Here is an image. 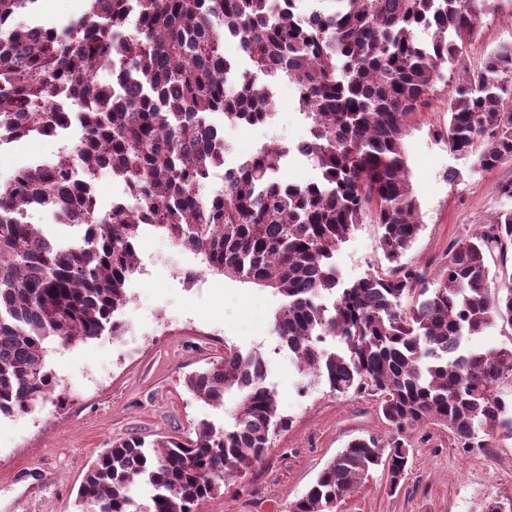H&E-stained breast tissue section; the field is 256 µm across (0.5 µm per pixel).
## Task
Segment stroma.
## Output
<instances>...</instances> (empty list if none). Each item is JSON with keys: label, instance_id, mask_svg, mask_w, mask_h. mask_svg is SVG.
<instances>
[{"label": "stroma", "instance_id": "obj_1", "mask_svg": "<svg viewBox=\"0 0 512 512\" xmlns=\"http://www.w3.org/2000/svg\"><path fill=\"white\" fill-rule=\"evenodd\" d=\"M512 41V0L482 18L478 35L466 45L465 65ZM270 122L225 125L227 164L260 147L287 146L308 139L288 81L274 89ZM448 125V95L437 94L431 109L418 114L405 148L422 230L406 262L439 269L454 241L479 232L512 199L499 195L512 181V162L477 169L473 157L452 152L441 132ZM74 136H31L0 147V177L74 145ZM462 175L448 180L449 172ZM379 225H358L336 253L344 282L387 268L378 247ZM142 275L127 286L129 301L118 313V334L86 342L47 344V367L60 383L62 401H46L27 414L0 416V512H78L76 491L91 463L112 443L136 435L145 441L181 436L207 419L231 420L234 398L220 408L196 401L184 388L186 374L224 355L225 344L256 351L266 362V382L277 393L289 420L274 436L264 458L245 476L227 479L203 512H288L323 466L349 441L390 430L374 397L331 393L318 378L298 371L274 331L279 304L271 291L206 273L194 280L174 277L192 266L193 253L161 234L145 230L136 243ZM410 467L403 485L390 490L382 470L371 472L360 489L335 512H478L488 500L512 499V439L491 437L486 448L457 447L448 429L427 425L411 435Z\"/></svg>", "mask_w": 512, "mask_h": 512}]
</instances>
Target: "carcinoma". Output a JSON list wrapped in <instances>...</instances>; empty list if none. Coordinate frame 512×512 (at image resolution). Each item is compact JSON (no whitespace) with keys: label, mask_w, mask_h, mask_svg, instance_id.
<instances>
[{"label":"carcinoma","mask_w":512,"mask_h":512,"mask_svg":"<svg viewBox=\"0 0 512 512\" xmlns=\"http://www.w3.org/2000/svg\"><path fill=\"white\" fill-rule=\"evenodd\" d=\"M38 2L0 0V146L61 134L78 114L83 132L53 161L0 181V415L54 398L47 340L119 331L149 226L209 271L280 295L275 332L300 372L339 394L380 398L395 436L350 441L289 512H333L378 467L396 489L409 464L405 433L419 426L448 428L462 448L485 447L481 433L512 438V404L498 394L512 379V348L466 345L496 321L512 327V287L492 292L487 266L512 246V209L448 248L432 283L427 268L403 261L421 230L405 138L445 70L461 71L442 131L450 150L484 170L512 160V43L476 69L462 58L495 0H333L336 10L315 9L305 29L297 0H90L60 28L22 20ZM229 36L250 67L225 55ZM284 79L309 123L302 156L319 181L283 182L291 148L278 143L223 170L224 122H268ZM102 170L135 196V210L98 209ZM220 170L224 191L201 197ZM32 207L87 236L63 242L26 221ZM367 217L383 229L389 267L345 284L334 255ZM328 336L342 347L321 348ZM185 386L215 408L238 394L233 423L113 443L86 472L79 509L202 512L288 428L258 353L227 344ZM139 482L151 486L150 504L133 511Z\"/></svg>","instance_id":"obj_1"}]
</instances>
